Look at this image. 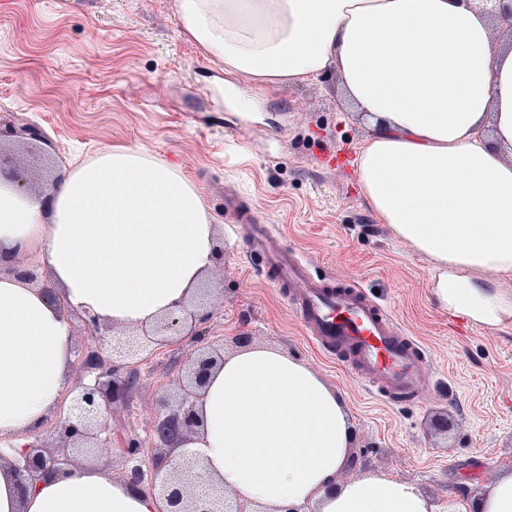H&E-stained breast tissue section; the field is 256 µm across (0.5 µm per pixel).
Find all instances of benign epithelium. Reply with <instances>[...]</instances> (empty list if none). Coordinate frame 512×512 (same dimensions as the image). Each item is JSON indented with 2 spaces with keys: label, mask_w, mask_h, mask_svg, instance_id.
Segmentation results:
<instances>
[{
  "label": "benign epithelium",
  "mask_w": 512,
  "mask_h": 512,
  "mask_svg": "<svg viewBox=\"0 0 512 512\" xmlns=\"http://www.w3.org/2000/svg\"><path fill=\"white\" fill-rule=\"evenodd\" d=\"M482 9L507 29L512 42V6L503 0H478ZM203 319L185 305L179 306L159 319L152 327L138 334L117 338L112 351L127 360H144L148 354L176 336H187L189 322ZM224 358L214 350L198 349L187 361V385L174 408L156 417L153 437L167 445L200 427L197 402L210 371ZM130 381L115 377L114 364L91 352L83 360L81 373L68 388L64 407L51 423L49 436L39 434L25 446L21 457L9 460L0 455V465H8L21 488L41 477L74 466L71 451L102 447L101 435L109 430L112 405L127 397ZM124 480L147 489L165 500L168 512H252L247 504L226 497L224 490L214 496H194L185 479L192 477L195 461L186 459L181 466L164 468L163 463L148 468L144 464L145 449L138 441L125 449Z\"/></svg>",
  "instance_id": "benign-epithelium-1"
}]
</instances>
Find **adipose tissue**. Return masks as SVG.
<instances>
[{
  "instance_id": "ef3b65f1",
  "label": "adipose tissue",
  "mask_w": 512,
  "mask_h": 512,
  "mask_svg": "<svg viewBox=\"0 0 512 512\" xmlns=\"http://www.w3.org/2000/svg\"><path fill=\"white\" fill-rule=\"evenodd\" d=\"M182 33L257 92L334 72L372 132L357 160L376 219L426 257L440 308L512 321V43L473 0H176ZM39 256L68 308L119 329L191 302L216 258L197 186L171 164L115 147L33 195L0 181V266ZM73 333L39 289L0 277V452L43 432L68 385ZM201 425L168 450L195 453L202 484L256 512H435L380 472L340 485L352 424L302 361L271 346L225 356L197 405ZM142 487L87 466L20 492L0 467V512H165Z\"/></svg>"
}]
</instances>
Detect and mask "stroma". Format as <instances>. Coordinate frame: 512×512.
Returning <instances> with one entry per match:
<instances>
[{
	"mask_svg": "<svg viewBox=\"0 0 512 512\" xmlns=\"http://www.w3.org/2000/svg\"><path fill=\"white\" fill-rule=\"evenodd\" d=\"M224 79L223 62L181 34L175 0H0V149L24 170L28 192L115 146L177 166L218 229L220 255L202 281L205 343L229 354L249 334L336 391L355 428L337 483L382 472L473 512L479 494L512 471V322L475 323L432 301L427 259L379 223L354 186L351 161L370 125L347 111L337 75L275 88L254 114L238 113ZM31 126L46 137L40 148L27 139ZM230 193L276 226L312 276L357 280L392 312L427 352L422 398L387 403L315 349L295 309L263 283L248 241L231 235ZM196 348L179 337L123 368L134 383L112 406L111 451L80 455L79 465L122 479L124 448L149 440L161 397L173 395ZM440 413L444 433L432 425Z\"/></svg>",
	"mask_w": 512,
	"mask_h": 512,
	"instance_id": "obj_1",
	"label": "stroma"
}]
</instances>
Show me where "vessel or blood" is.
I'll list each match as a JSON object with an SVG mask.
<instances>
[{
    "label": "vessel or blood",
    "mask_w": 512,
    "mask_h": 512,
    "mask_svg": "<svg viewBox=\"0 0 512 512\" xmlns=\"http://www.w3.org/2000/svg\"><path fill=\"white\" fill-rule=\"evenodd\" d=\"M234 230L249 239L262 270L299 309L304 333L320 352L346 363L386 399L419 397L425 350L358 282L311 279L306 259L283 250L272 225L245 217Z\"/></svg>",
    "instance_id": "1"
}]
</instances>
